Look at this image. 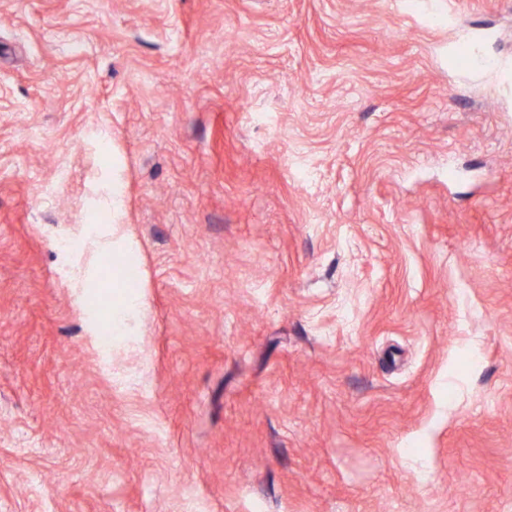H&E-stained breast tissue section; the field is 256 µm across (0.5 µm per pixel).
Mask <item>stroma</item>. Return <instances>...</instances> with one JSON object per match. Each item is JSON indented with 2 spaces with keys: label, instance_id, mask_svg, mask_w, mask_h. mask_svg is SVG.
Returning <instances> with one entry per match:
<instances>
[{
  "label": "stroma",
  "instance_id": "35a3bbf8",
  "mask_svg": "<svg viewBox=\"0 0 512 512\" xmlns=\"http://www.w3.org/2000/svg\"><path fill=\"white\" fill-rule=\"evenodd\" d=\"M472 54L512 0H0V512H512ZM114 190L113 251L62 252Z\"/></svg>",
  "mask_w": 512,
  "mask_h": 512
}]
</instances>
